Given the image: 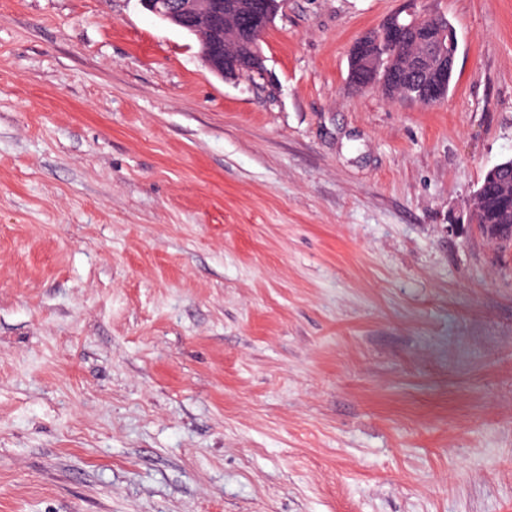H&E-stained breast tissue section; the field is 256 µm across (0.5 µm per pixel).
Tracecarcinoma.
<instances>
[{
	"label": "carcinoma",
	"mask_w": 512,
	"mask_h": 512,
	"mask_svg": "<svg viewBox=\"0 0 512 512\" xmlns=\"http://www.w3.org/2000/svg\"><path fill=\"white\" fill-rule=\"evenodd\" d=\"M433 19L422 16L413 33L391 54V58L378 71L373 72L360 58L350 63L349 77L358 88L378 86L391 98H401L424 105H433L447 98L448 92L438 90L442 83L452 84L454 74L442 72L439 64L433 61L423 66L417 60L427 56V42L421 40V29L430 25ZM258 52V48L247 42L228 40L224 52L225 66L241 70ZM474 222L477 224H512V211L501 209L500 193L483 192L475 196L473 202Z\"/></svg>",
	"instance_id": "cac0c4a2"
}]
</instances>
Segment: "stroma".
Instances as JSON below:
<instances>
[{
	"instance_id": "stroma-1",
	"label": "stroma",
	"mask_w": 512,
	"mask_h": 512,
	"mask_svg": "<svg viewBox=\"0 0 512 512\" xmlns=\"http://www.w3.org/2000/svg\"><path fill=\"white\" fill-rule=\"evenodd\" d=\"M442 12L447 99L348 78ZM225 80L139 0H0V512H512V0H281ZM406 12L411 19L401 17V13H399L392 16L383 27L380 25L377 29L367 32L356 40L354 45H357L361 52L369 53L374 50L375 42L378 38V53L371 59L372 66L378 67L382 63L381 57L388 53L386 49L391 46L401 30L410 29L416 24V22L412 20L416 17L415 12L412 11L411 8L406 10ZM379 33L380 35L378 37ZM475 224H512L511 200L507 211L501 209L500 193L484 191L473 202Z\"/></svg>"
}]
</instances>
